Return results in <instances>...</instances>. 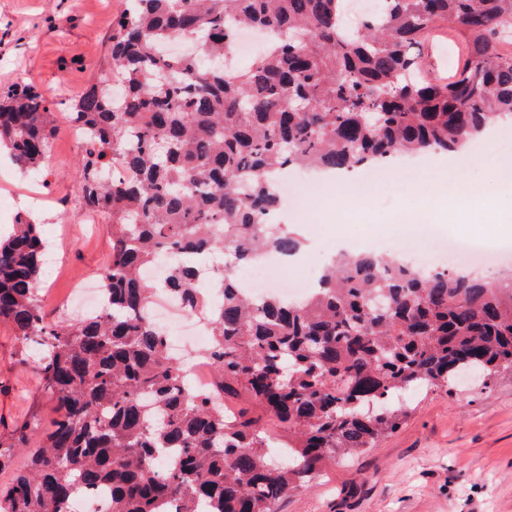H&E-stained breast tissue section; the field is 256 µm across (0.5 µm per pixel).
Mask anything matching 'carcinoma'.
Here are the masks:
<instances>
[{
    "instance_id": "1",
    "label": "carcinoma",
    "mask_w": 512,
    "mask_h": 512,
    "mask_svg": "<svg viewBox=\"0 0 512 512\" xmlns=\"http://www.w3.org/2000/svg\"><path fill=\"white\" fill-rule=\"evenodd\" d=\"M120 5L107 65L123 93L101 79L68 116L86 135L82 203L112 221L97 271L104 309L46 322L40 225L22 218L0 238V323L22 354L42 352L57 412L0 434V468L12 469L0 512H70L104 485L112 512H275L324 458L395 432L408 414L396 397L512 369V274L493 285L342 255L311 296L290 302L248 298L230 273L262 250L299 251L273 220L288 169L347 173L399 152L446 154L512 119V0H380L355 24L347 0ZM243 27L270 45L227 64ZM449 29L459 59L444 81L425 50ZM53 117L35 86L0 87V149L21 172L43 163ZM174 250L224 252L220 304L190 263L158 283L140 276ZM159 288L208 321L209 393L189 385L149 320ZM238 390L290 434L282 465L262 416L224 415V395Z\"/></svg>"
}]
</instances>
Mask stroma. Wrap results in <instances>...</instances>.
Wrapping results in <instances>:
<instances>
[{"mask_svg": "<svg viewBox=\"0 0 512 512\" xmlns=\"http://www.w3.org/2000/svg\"><path fill=\"white\" fill-rule=\"evenodd\" d=\"M118 11L119 0H0V86L24 81L56 103L45 173L36 179L11 169L0 179V197L16 201V213H30L42 232H53L49 254L61 271L48 288L61 299V314L74 318L83 311L72 298V282L93 278L112 238L108 216L85 221L67 109L97 78ZM510 140L512 129H503L493 146L477 142L465 155L398 157L362 205L330 198L315 210L302 194L289 200L281 224L322 259L340 242L409 239L412 229L394 221L401 205L427 222L422 195L446 191L452 170L510 211L512 190L501 181ZM35 194L43 201L28 209ZM54 409L36 363L18 355L11 332L0 326V433L26 419L50 422ZM276 512H512V371L486 384L465 376L451 390L414 394L396 432L351 459H324L314 481L289 491Z\"/></svg>", "mask_w": 512, "mask_h": 512, "instance_id": "1", "label": "stroma"}]
</instances>
